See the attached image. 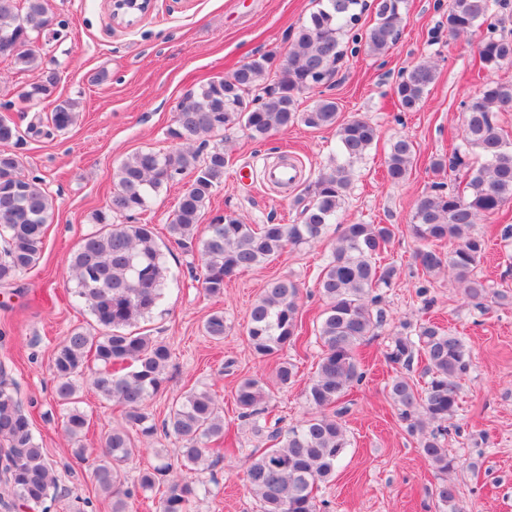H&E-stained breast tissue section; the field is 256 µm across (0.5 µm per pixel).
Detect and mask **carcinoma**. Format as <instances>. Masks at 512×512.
<instances>
[{
	"mask_svg": "<svg viewBox=\"0 0 512 512\" xmlns=\"http://www.w3.org/2000/svg\"><path fill=\"white\" fill-rule=\"evenodd\" d=\"M361 0H325L294 35L280 64L270 55L243 62L228 77L216 76L178 105L175 127L169 130L174 145L166 152L141 150L124 159L117 170L116 190L107 210L96 214L99 228L86 234L73 253L65 283L72 296L94 316L101 332L73 329L53 354L54 396L63 410V422L74 441L73 453L85 459L82 438L90 427L89 415L79 407L78 380L103 399L122 408L124 422L100 437L99 455L92 461L95 483L112 501V512H126L132 490L126 486L125 467L136 448L131 432L151 437L157 431L147 412L150 399L164 386L172 359L168 345L134 332L138 320L161 311L165 290L177 281L148 224H116L115 214L145 211L162 189L184 182L167 229L171 242L201 264V287L213 298L224 295V284L240 272L258 267L289 247L321 240L329 232L336 243L318 276V291L326 308L314 335L320 343L315 374L304 387L309 412L297 424L268 433L274 445L251 453L244 463V480L259 503L260 512H327L329 502L315 494L318 485L333 478L336 466L350 445L343 423V400L364 373L358 347L375 335L384 319L378 309L381 290L395 283L397 268L382 262L396 227L392 224H340L337 216L349 190L352 164L377 142V127L363 116L340 119L336 101L319 98L298 110L300 95L329 82L341 59L340 39L358 20ZM507 8L504 0H448V36L459 38ZM405 0H376L375 20L360 36L373 53L389 49L397 39ZM45 0H0V54L13 58L21 71L42 67L33 40L53 30ZM481 67L496 69L512 61V36L489 35L479 44ZM436 77L435 67L416 62L405 70L395 89V105L411 112L423 102ZM57 72L47 70L41 82L24 91V99L52 98ZM79 103L52 98L46 130L31 124L27 132L51 135L70 128ZM499 112H512V82L493 81L464 103L460 143L447 158H433L430 170L439 175L450 169L463 177L464 186L445 188L436 182L414 208L408 232L421 248L415 254L423 275L453 272L465 296L481 308L490 300L508 299L476 273L485 240L472 232L477 221L512 202V142L496 121ZM301 122L320 129L336 128L338 151L295 198L299 209L293 224H247L231 214L216 215L200 226L214 191L224 184L229 157L224 149L203 147L226 129L241 128L253 141ZM20 126L0 116V145L22 141ZM414 142L394 138L386 153L385 178L406 182L416 160ZM52 196L23 171L21 158L0 151V284L33 268L45 249L46 231L53 213ZM447 241L448 251L437 248ZM301 287L280 277L266 285L253 304L247 338L254 353L278 357L275 378L282 385L296 382V365L280 353L297 348L304 329L300 314ZM224 313L215 311L204 322L205 335L224 338ZM425 362L424 386L417 387L397 373L387 384L388 394L407 432L420 436L419 446L436 472L454 468L448 455L445 423L458 410L459 381L469 372L470 350L462 337L431 321L395 337L385 360L395 371L410 369L414 359ZM270 389L258 377H247L235 390L239 417L263 431L259 416L268 411ZM163 432L178 440L181 472L166 479V463L142 471L137 486L153 490L164 484L160 512H188L193 500L210 494L192 474L218 463L224 446V416L215 396L191 390L172 406ZM57 488L53 467L38 441L32 417L0 369V505L35 512ZM440 512H459L456 493L448 480L435 486Z\"/></svg>",
	"mask_w": 512,
	"mask_h": 512,
	"instance_id": "1",
	"label": "carcinoma"
}]
</instances>
